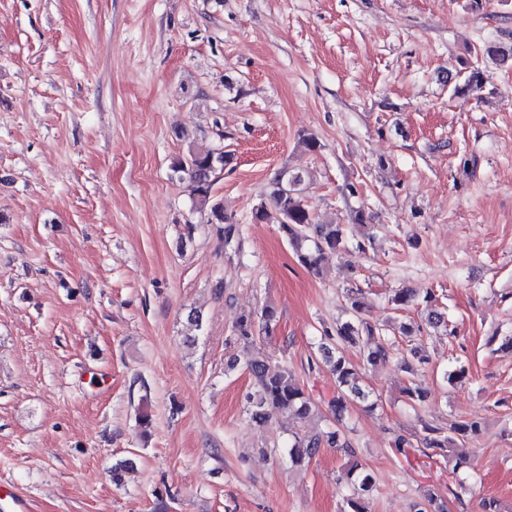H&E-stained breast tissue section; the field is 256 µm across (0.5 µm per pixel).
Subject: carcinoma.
Here are the masks:
<instances>
[{
  "label": "carcinoma",
  "instance_id": "1",
  "mask_svg": "<svg viewBox=\"0 0 512 512\" xmlns=\"http://www.w3.org/2000/svg\"><path fill=\"white\" fill-rule=\"evenodd\" d=\"M483 58L494 64L512 61V44L490 42L483 50ZM485 83V71L478 65L474 66L464 72L461 82L453 87V94L463 96L478 93ZM228 163V156L221 148L199 151L190 146L186 154L176 158L172 164V170L185 174L191 183L196 206L208 212V222L211 224H223L226 220L222 204L212 195V187L216 175ZM306 176L308 171L303 169H283L275 173L270 182L269 204H260L255 209L254 218L259 222L272 219L279 224L298 262L309 270L317 271L326 253L347 247L349 236L344 224H321L315 220L303 199L302 184ZM346 300V319L336 322L335 334L325 336L318 347L324 363L336 376L337 396L330 402L333 423L315 433H291L287 456L288 462L295 467L310 463L323 448H339L352 455L346 434L340 429L350 398L362 399L371 409L377 405L378 397L371 396V392L361 388L359 369L345 356V349H358L362 362L368 365L383 362L389 356L386 345L388 328L373 324L364 317L365 306L359 289H347ZM278 321L276 308L267 305L257 317L241 316L234 327L236 340L243 343L248 352L243 357L235 356L228 369L234 370L241 364L248 372L251 391L246 394L245 414L249 421L257 425L265 423L272 412L292 417L300 423L318 416V406L288 365L257 350L256 338L272 330ZM427 362L428 356L415 348L399 360L400 369L412 376L419 366ZM468 374L466 364L458 360L443 371V380L454 385L464 381ZM401 394L403 402L412 408L428 401L427 390L414 379L402 388ZM481 431V423L472 419L453 423L447 428L423 421L420 432L410 438L397 437L394 447L410 448L417 441L434 450V455L452 465L449 474L464 490L465 481L458 477L457 470L470 460L468 440ZM340 481L349 489L344 497L342 512H370L369 503L376 491L372 474L353 461L345 464ZM412 509L413 512H447L444 502L430 493L422 495Z\"/></svg>",
  "mask_w": 512,
  "mask_h": 512
}]
</instances>
